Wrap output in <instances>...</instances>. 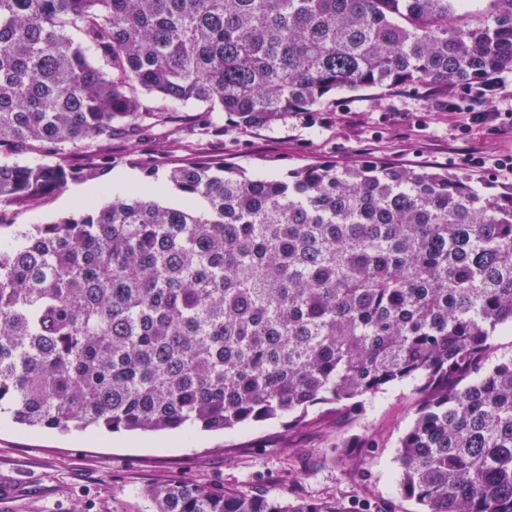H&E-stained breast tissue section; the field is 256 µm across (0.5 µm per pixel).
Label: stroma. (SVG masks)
<instances>
[{
  "label": "stroma",
  "instance_id": "1",
  "mask_svg": "<svg viewBox=\"0 0 512 512\" xmlns=\"http://www.w3.org/2000/svg\"><path fill=\"white\" fill-rule=\"evenodd\" d=\"M201 123L223 128L216 140L185 126H158L144 141L112 143L114 175L131 173L125 159L150 150L172 164L192 154L220 153L226 166L249 177L280 178L318 161L336 166L363 160L407 168L438 167L469 175L475 185H511L493 161L512 152V135L491 127L465 129V119L439 111L428 89L363 91L327 97L308 114L271 126L240 129L221 109H188ZM112 200L74 182L35 208H9L14 224H45L78 211L75 192ZM414 384L392 385L354 411L311 409L306 424L289 417L229 432L62 434L20 432L0 420V512H147L142 490L182 479L229 492L285 499L339 498L371 512H419L397 487L396 448L414 418ZM350 445L342 454L341 445Z\"/></svg>",
  "mask_w": 512,
  "mask_h": 512
}]
</instances>
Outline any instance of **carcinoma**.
<instances>
[{"label": "carcinoma", "mask_w": 512, "mask_h": 512, "mask_svg": "<svg viewBox=\"0 0 512 512\" xmlns=\"http://www.w3.org/2000/svg\"><path fill=\"white\" fill-rule=\"evenodd\" d=\"M0 0V205L102 189L112 141L219 106L245 127L332 91L512 72V0ZM93 50L95 59L86 51ZM78 150L80 158L65 159ZM140 191L0 244V417L24 432L232 430L416 383L400 493L423 512H512V185L318 162L250 178L189 157ZM171 188L162 204L154 192ZM149 512H352L173 480Z\"/></svg>", "instance_id": "carcinoma-1"}]
</instances>
